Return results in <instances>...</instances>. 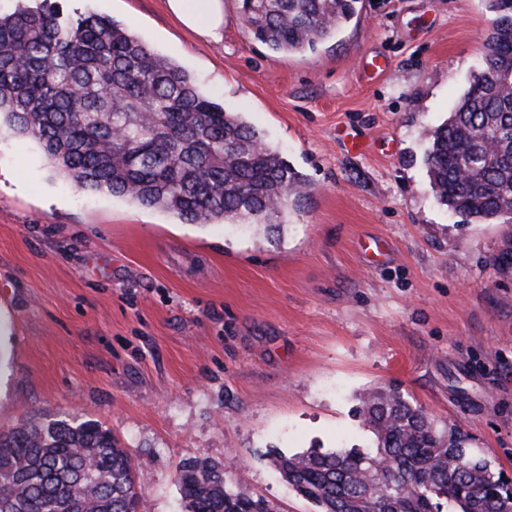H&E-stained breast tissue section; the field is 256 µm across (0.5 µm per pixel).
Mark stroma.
Wrapping results in <instances>:
<instances>
[{"mask_svg": "<svg viewBox=\"0 0 512 512\" xmlns=\"http://www.w3.org/2000/svg\"><path fill=\"white\" fill-rule=\"evenodd\" d=\"M63 8L179 62L310 191L274 237L185 224L75 191L35 142L0 136V428L99 422L139 470V512H183L187 459L276 512H317L272 453L371 449L359 399L395 388L512 477V223L448 211L424 164L482 67L487 0H359L297 55L257 41L240 0L219 42L166 0Z\"/></svg>", "mask_w": 512, "mask_h": 512, "instance_id": "obj_1", "label": "stroma"}]
</instances>
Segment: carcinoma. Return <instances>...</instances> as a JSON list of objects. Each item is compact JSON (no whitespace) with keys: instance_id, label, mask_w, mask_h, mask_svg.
<instances>
[{"instance_id":"cac0c4a2","label":"carcinoma","mask_w":512,"mask_h":512,"mask_svg":"<svg viewBox=\"0 0 512 512\" xmlns=\"http://www.w3.org/2000/svg\"><path fill=\"white\" fill-rule=\"evenodd\" d=\"M0 13V134L36 142L57 174L187 224L275 231L307 188L263 134L206 95L178 62L110 17L16 0ZM358 0H241L253 36L280 53L312 51ZM483 69L425 157L441 204L478 223L512 220V0H487ZM373 449L277 454L273 464L318 512H512V488L470 448L393 390L364 398ZM139 472L92 421L21 419L0 429V512H138ZM184 512H274L228 488L224 472L183 462Z\"/></svg>"}]
</instances>
